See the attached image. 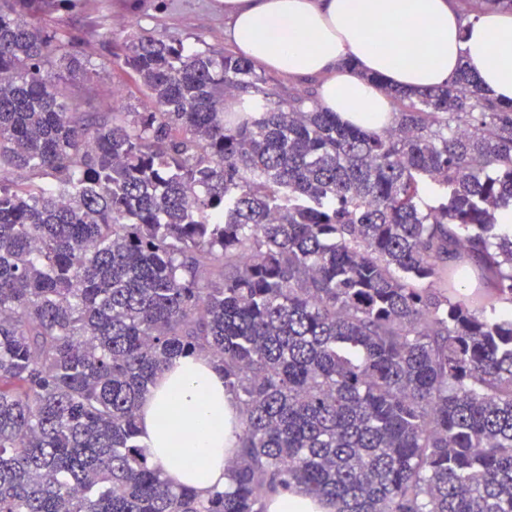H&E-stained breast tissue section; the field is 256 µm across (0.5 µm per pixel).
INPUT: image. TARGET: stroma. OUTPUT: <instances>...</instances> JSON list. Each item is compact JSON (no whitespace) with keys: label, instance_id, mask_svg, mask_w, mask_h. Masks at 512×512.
<instances>
[{"label":"stroma","instance_id":"35a3bbf8","mask_svg":"<svg viewBox=\"0 0 512 512\" xmlns=\"http://www.w3.org/2000/svg\"><path fill=\"white\" fill-rule=\"evenodd\" d=\"M42 22L58 33L76 35L96 68L91 80L66 85L85 112L109 111L116 90L110 54L133 32L159 33L196 48L228 46L224 14L214 0H64Z\"/></svg>","mask_w":512,"mask_h":512}]
</instances>
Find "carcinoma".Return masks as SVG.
<instances>
[{
    "instance_id": "cac0c4a2",
    "label": "carcinoma",
    "mask_w": 512,
    "mask_h": 512,
    "mask_svg": "<svg viewBox=\"0 0 512 512\" xmlns=\"http://www.w3.org/2000/svg\"><path fill=\"white\" fill-rule=\"evenodd\" d=\"M60 2L0 0V512H512V103L373 75L397 120L366 129L135 32L143 111L81 112L77 38L27 20ZM198 354L240 408L207 497L138 427ZM269 512H334V508L328 504H314L300 489L294 492H285L274 500Z\"/></svg>"
}]
</instances>
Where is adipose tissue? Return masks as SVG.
Segmentation results:
<instances>
[{"mask_svg": "<svg viewBox=\"0 0 512 512\" xmlns=\"http://www.w3.org/2000/svg\"><path fill=\"white\" fill-rule=\"evenodd\" d=\"M234 50L281 74L322 77L320 105L354 125L394 122L384 86L446 84L466 67L489 96L512 101V13L466 18L449 0H220ZM353 67H343L344 59ZM381 75L385 83L368 81ZM239 410L224 377L201 355L158 373L139 412L153 464L205 492L223 487L234 463ZM193 464H185V457Z\"/></svg>", "mask_w": 512, "mask_h": 512, "instance_id": "adipose-tissue-1", "label": "adipose tissue"}]
</instances>
